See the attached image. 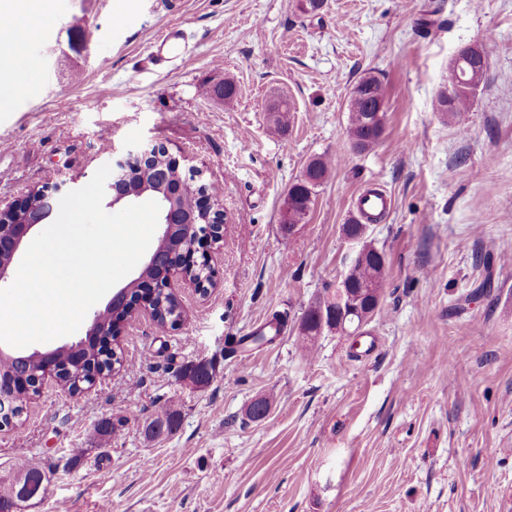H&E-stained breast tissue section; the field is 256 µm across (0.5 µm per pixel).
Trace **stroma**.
<instances>
[{
  "label": "stroma",
  "mask_w": 512,
  "mask_h": 512,
  "mask_svg": "<svg viewBox=\"0 0 512 512\" xmlns=\"http://www.w3.org/2000/svg\"><path fill=\"white\" fill-rule=\"evenodd\" d=\"M298 3L49 0L36 18L22 51L39 74L10 78L0 109V200L87 184L106 144L153 141L222 184L228 216L207 248L216 287L175 285L180 325L127 329L120 371L74 397L47 385L0 432V476L24 458L45 469L36 512H512V0ZM172 30L176 50L161 49ZM487 40L462 130L434 102L458 49ZM368 74L386 118L359 153L348 101ZM227 81L231 104L204 95ZM316 156L335 173L285 232L284 197ZM371 188L393 201L367 227L387 267L362 327L377 348L326 330L305 356L301 317L349 270L342 226ZM276 313L273 343L239 346ZM199 361L201 388L182 377ZM259 397L270 410L254 420ZM170 398L177 428L147 438Z\"/></svg>",
  "instance_id": "stroma-1"
}]
</instances>
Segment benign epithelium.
<instances>
[{
    "label": "benign epithelium",
    "mask_w": 512,
    "mask_h": 512,
    "mask_svg": "<svg viewBox=\"0 0 512 512\" xmlns=\"http://www.w3.org/2000/svg\"><path fill=\"white\" fill-rule=\"evenodd\" d=\"M477 45L470 44L460 48L450 64L451 82L448 94L462 82V64L464 57L476 55ZM108 160L112 164V180L105 185L104 204L109 207L137 202L152 192L150 198L160 206L158 245L150 254L146 265L162 267L164 281L136 279L142 283L136 296L128 289L121 288L113 293L105 305V310L115 309L121 312L120 329L139 319L140 314L153 317V301L160 288H171V282L180 278L188 282L195 291L206 295L216 286V272L204 259L195 257L197 246L206 243L218 244L224 240V207L222 199L215 197L207 189L202 169L190 165L180 168L170 157L168 148L161 144L141 146L110 145L107 149ZM161 157L159 168L164 172L176 173L186 184L195 186L196 205L189 210L179 207L177 194L169 191L165 183L155 179L151 162ZM71 187L64 184L45 186L30 192L20 203L6 210H0V281L8 275L9 268L21 245L29 234L41 224L52 223L59 212V201ZM181 225L187 235L188 245L182 253V259L174 264L167 263L165 246L173 225ZM206 271V277H197V271ZM57 349H35L32 360L37 367V375L30 369L19 366V371L11 381V393L6 396L0 391V432L16 426V417L3 408L5 400L24 403L34 399L32 390H42L49 382L59 383L60 368L57 361ZM31 481L22 474H15L0 482V512H28L38 504L48 491V481L41 480L40 494L30 493Z\"/></svg>",
    "instance_id": "benign-epithelium-1"
}]
</instances>
